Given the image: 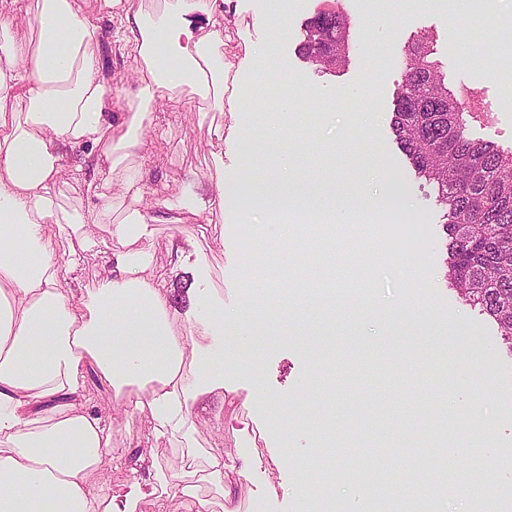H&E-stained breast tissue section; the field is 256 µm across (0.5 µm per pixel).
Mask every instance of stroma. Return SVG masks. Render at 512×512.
I'll return each instance as SVG.
<instances>
[{
  "instance_id": "35a3bbf8",
  "label": "stroma",
  "mask_w": 512,
  "mask_h": 512,
  "mask_svg": "<svg viewBox=\"0 0 512 512\" xmlns=\"http://www.w3.org/2000/svg\"><path fill=\"white\" fill-rule=\"evenodd\" d=\"M325 0H291L277 9L274 0H226L231 39L224 62L242 78L266 80L268 101L288 96L287 112H217L204 102L186 106L188 89L168 93L155 107L154 131L125 161L145 176V203L166 213L153 239L134 244L149 255L153 272L165 279L178 313L210 299L232 311L245 287H263L272 306L316 310L320 302L336 314L335 327L315 324L299 339L273 344L261 362L262 385L274 402L293 408L278 412L271 427L242 410L251 401L248 370L238 374V403L224 404L223 390L203 395L194 408L195 449L200 458L189 470L179 437L154 431L148 413L116 410L111 387L90 373L83 390L86 405L112 421V442L128 449L140 464L137 473L110 469L104 482L120 490L140 480L145 495L140 512H188L182 496L152 494L155 469L184 480H202L203 455L237 458L250 448L258 467L249 479L225 471L223 486L204 483L212 512L234 503L240 512H295L291 488L320 463L331 472L353 470L357 480L376 467L409 481L434 471L442 512H512V498L496 495L512 484V353L496 324L462 303L444 276L448 238L445 208L434 189L417 178L391 129L396 92L405 76L404 59L420 35L433 38V57L449 90L474 92L470 138L512 152V0H430L425 13L396 17L363 15V0H344L352 21L348 65L323 72L304 60L298 46L306 23ZM288 36H280L278 25ZM273 46L270 66L259 53ZM97 52L116 102L113 122L127 109L123 87L132 86L130 58L116 55L111 43ZM223 128L216 139L215 128ZM293 161L292 179L308 191L336 190L383 194L382 208L357 212L345 222L306 212L251 215L244 205L225 211L226 233L216 236L205 218L181 222L179 208L190 183L208 185L220 174L219 162L235 159L238 177L256 174L276 180L281 157ZM77 153H70L55 187L59 212L67 220L47 224L57 251L74 238L69 220L107 234L94 223L91 202L77 191ZM271 238L265 254H251V228ZM417 305L419 323L390 329L386 314ZM372 306L370 321L357 324L359 307ZM468 336L469 361L440 368L423 358L424 337ZM483 441L487 455L462 453L448 471L439 451L464 431ZM287 437L293 455L274 448ZM480 481L478 494H462L458 477Z\"/></svg>"
}]
</instances>
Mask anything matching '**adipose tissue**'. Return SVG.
Here are the masks:
<instances>
[{"label":"adipose tissue","mask_w":512,"mask_h":512,"mask_svg":"<svg viewBox=\"0 0 512 512\" xmlns=\"http://www.w3.org/2000/svg\"><path fill=\"white\" fill-rule=\"evenodd\" d=\"M122 0H37V38L25 49L9 37L0 16V512H135L139 481L112 491L92 481L123 462L112 426L80 401L84 375L97 369L113 388L115 407L149 410L156 431L189 437L197 398L213 389L233 402L237 391L227 369L257 368L273 343V325L288 319L301 327V310L272 309L256 295L235 314L201 306L181 320L160 282L147 280L131 243L151 238L160 217L143 206L144 177L128 170L123 195L133 209L110 229L117 249L104 283L88 297L65 294L61 280L79 252L95 244L89 231L57 254L44 226L58 222L52 189L69 151L85 149L87 174L80 187L95 198V223L112 213L108 171L142 144L153 123V103L164 92L189 88L223 110L261 106L256 83L229 82L224 66V0H161L153 11L124 10ZM122 10L137 83L126 98V130L114 136L112 97L92 48L108 39L115 10ZM210 16L206 32L189 17ZM27 74L17 92L11 71ZM23 106L24 119L13 108ZM241 196L248 210L323 211L342 216L370 207L371 198L335 192L301 193L287 178L262 184L248 179ZM210 336L211 346L186 350L178 323Z\"/></svg>","instance_id":"adipose-tissue-1"}]
</instances>
